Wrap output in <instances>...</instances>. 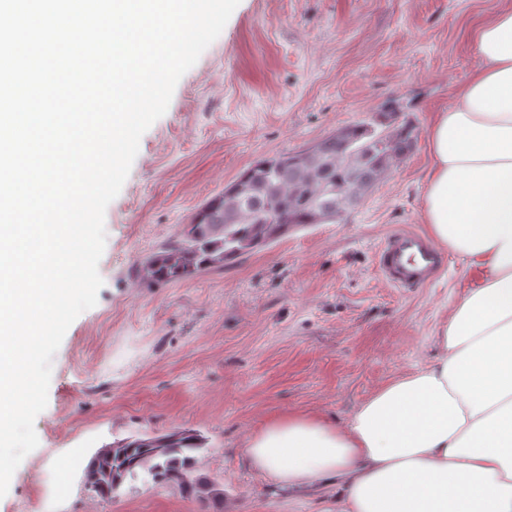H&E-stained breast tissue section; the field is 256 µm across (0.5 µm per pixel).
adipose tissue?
Masks as SVG:
<instances>
[{
  "label": "adipose tissue",
  "instance_id": "adipose-tissue-1",
  "mask_svg": "<svg viewBox=\"0 0 512 512\" xmlns=\"http://www.w3.org/2000/svg\"><path fill=\"white\" fill-rule=\"evenodd\" d=\"M468 38L479 64L429 125L421 220L478 287L441 325L437 360L345 426L281 415L245 450L283 487H336L340 512H512V5Z\"/></svg>",
  "mask_w": 512,
  "mask_h": 512
}]
</instances>
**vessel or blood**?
<instances>
[{
    "instance_id": "b4317fda",
    "label": "vessel or blood",
    "mask_w": 512,
    "mask_h": 512,
    "mask_svg": "<svg viewBox=\"0 0 512 512\" xmlns=\"http://www.w3.org/2000/svg\"><path fill=\"white\" fill-rule=\"evenodd\" d=\"M375 264L393 287L423 288L444 266L445 257L425 235L402 228L382 240L375 253Z\"/></svg>"
}]
</instances>
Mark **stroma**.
I'll use <instances>...</instances> for the list:
<instances>
[{"label": "stroma", "mask_w": 512, "mask_h": 512, "mask_svg": "<svg viewBox=\"0 0 512 512\" xmlns=\"http://www.w3.org/2000/svg\"><path fill=\"white\" fill-rule=\"evenodd\" d=\"M499 4L240 0L143 134L106 209L98 301L53 358L39 445L0 512L24 502L27 512H215L139 479L109 501L84 485L99 448L175 428L205 437L200 471L223 488L222 512H336L333 488L275 484L250 464L246 444L288 412L345 424L382 386L435 360L438 327L479 284L450 252L430 286L394 288L375 252L392 230L422 228L431 114L478 63L468 25ZM392 96L414 101L421 135L346 221L298 229L193 277L149 285L137 276L256 158L367 120ZM48 470L57 485L43 484Z\"/></svg>", "instance_id": "obj_1"}]
</instances>
